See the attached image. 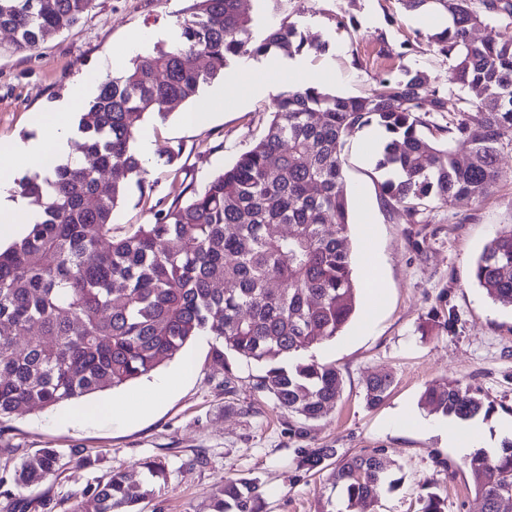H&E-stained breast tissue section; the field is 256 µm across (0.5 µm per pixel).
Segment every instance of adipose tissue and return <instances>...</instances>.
I'll return each instance as SVG.
<instances>
[{
    "label": "adipose tissue",
    "mask_w": 512,
    "mask_h": 512,
    "mask_svg": "<svg viewBox=\"0 0 512 512\" xmlns=\"http://www.w3.org/2000/svg\"><path fill=\"white\" fill-rule=\"evenodd\" d=\"M99 81L98 73H82L66 99L52 111L33 115V135L13 144L10 158L0 161V239L13 236L29 225L41 221V212L28 205L20 193L19 184L27 178L45 175L50 167L76 161L77 155L73 149L75 128L71 114L80 100L92 92ZM173 385V380L166 379L136 398L110 405L84 407L77 410L76 415L84 420L108 415L121 418L143 410ZM414 424L420 428L435 427L446 437L449 447L455 448L461 456L470 455L477 449L486 447L489 442L483 426L478 423L462 428L451 421L434 423L420 417L415 419Z\"/></svg>",
    "instance_id": "obj_1"
}]
</instances>
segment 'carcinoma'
Listing matches in <instances>:
<instances>
[{
  "instance_id": "1",
  "label": "carcinoma",
  "mask_w": 512,
  "mask_h": 512,
  "mask_svg": "<svg viewBox=\"0 0 512 512\" xmlns=\"http://www.w3.org/2000/svg\"><path fill=\"white\" fill-rule=\"evenodd\" d=\"M94 2L0 0V29L12 34L13 51H31L77 25ZM402 2L450 16L451 25L426 38L451 60L449 82L476 93L479 116L469 115L471 101L462 97L448 106L452 90H430L418 73L383 78L359 96L293 86L274 99L267 132L232 166L124 234L113 213L143 173L133 150L139 121L196 98L234 57L325 46L292 25L256 30L242 0H193L179 44L139 56L124 74L101 82L79 122V163L19 184L43 218L0 250V420L120 387L202 335L214 339L216 362L242 358L266 367L256 388L280 409L307 421L330 412L342 377L314 352L344 332L360 288L343 182L347 138L371 125L382 130L377 168L390 177L380 196L414 224L434 201L482 195L501 176L498 145L512 144V39L470 37L488 20L512 21V0H480L478 9L473 0ZM423 112L448 122L431 124ZM429 126L440 143L420 134ZM473 274L492 302L512 307V229L484 248ZM392 384L387 373L370 379L366 404L379 405ZM421 402L463 421L493 410L471 387L448 382L429 385ZM337 455L318 448L303 463L314 470ZM62 458L55 448L39 449L22 461L13 484L48 479ZM466 467L480 512H501L512 501V440L494 456L471 454ZM164 477V465L152 459L139 470L114 471L88 486L70 512H86L85 501L92 512H138L148 482ZM332 478L345 504L336 512L376 502L400 484L376 452L341 456ZM419 501L420 512H444L435 492ZM260 509L258 485L248 479L224 480L210 504V512Z\"/></svg>"
}]
</instances>
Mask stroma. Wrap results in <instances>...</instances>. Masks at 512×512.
Returning <instances> with one entry per match:
<instances>
[{
    "label": "stroma",
    "mask_w": 512,
    "mask_h": 512,
    "mask_svg": "<svg viewBox=\"0 0 512 512\" xmlns=\"http://www.w3.org/2000/svg\"><path fill=\"white\" fill-rule=\"evenodd\" d=\"M191 0H96L79 25L36 49L9 53L10 37L0 38V152L28 136V117L51 111L80 73L110 76V63L136 30L156 32L155 47L180 40V24ZM260 27L293 24L309 39L326 43L323 53L280 54L281 74L266 75L268 56H242L226 72L233 86L217 79L200 98L224 92L221 113L188 126L179 112L150 116L143 124L153 136V161L141 183L130 184L113 222L126 232L152 219L158 203L184 199L230 166L266 131L276 95L316 82L327 91L356 96L386 72H422L429 88L449 87L450 65L425 34L430 22L404 9L401 0H245ZM265 74L255 89L257 74ZM365 132L348 138L344 184L350 206L352 258L356 271L375 263L380 273L379 305L366 314V291L359 310L341 336L316 357L339 370L343 384L333 409L306 422L277 408L255 388L260 369L211 357L212 339L201 336L184 357L160 366L165 375L190 361L191 370L169 395L148 411L122 423L108 419L56 422L52 409L27 410L0 424V476L12 478L22 460L41 448L81 451L88 464L74 460L40 484L0 494V512H68L87 484L115 470L134 468L151 458L164 463L166 481L154 484L141 512H208L225 478L253 479L262 493L263 512H322L335 501L331 469L307 470L302 458L315 448L368 453L381 450L400 485L378 503L353 512H417L418 498L432 489L444 512H478L465 460L439 436L420 428L397 429L390 418L400 409L420 412L419 398L434 382L478 388L494 411L483 424L493 446L503 437L499 420L512 417V309L491 302L477 285L472 268L484 247L512 229V144L498 148L502 178L484 195L435 202L420 223H409L401 206L387 207L379 192L384 174L376 170ZM452 310L451 329L435 326L437 309ZM380 372L394 379L380 405L365 403V385Z\"/></svg>",
    "instance_id": "35a3bbf8"
}]
</instances>
